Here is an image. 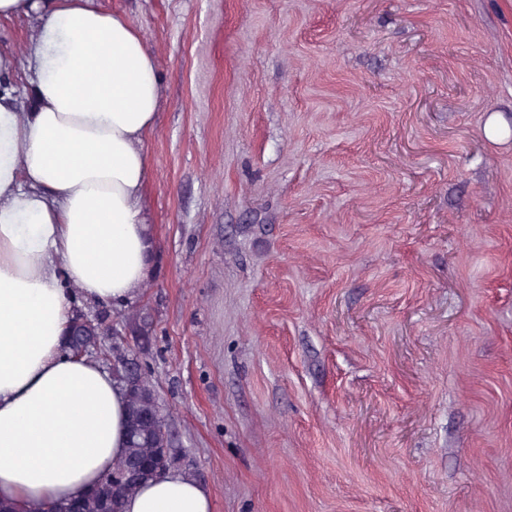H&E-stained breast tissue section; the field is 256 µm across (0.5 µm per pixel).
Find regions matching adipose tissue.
Segmentation results:
<instances>
[{
  "instance_id": "1",
  "label": "adipose tissue",
  "mask_w": 512,
  "mask_h": 512,
  "mask_svg": "<svg viewBox=\"0 0 512 512\" xmlns=\"http://www.w3.org/2000/svg\"><path fill=\"white\" fill-rule=\"evenodd\" d=\"M35 15L26 64L35 104L0 96V501L41 512L100 484L125 450V392L63 350L72 292L125 305L153 258L140 205L159 74L138 29L91 0H0ZM123 512H213L169 471Z\"/></svg>"
}]
</instances>
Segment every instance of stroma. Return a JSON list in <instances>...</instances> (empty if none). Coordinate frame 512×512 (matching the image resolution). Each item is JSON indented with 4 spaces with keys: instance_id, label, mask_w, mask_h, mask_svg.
I'll return each mask as SVG.
<instances>
[{
    "instance_id": "35a3bbf8",
    "label": "stroma",
    "mask_w": 512,
    "mask_h": 512,
    "mask_svg": "<svg viewBox=\"0 0 512 512\" xmlns=\"http://www.w3.org/2000/svg\"><path fill=\"white\" fill-rule=\"evenodd\" d=\"M96 4L161 74L155 260L80 309L213 512H512V0Z\"/></svg>"
}]
</instances>
